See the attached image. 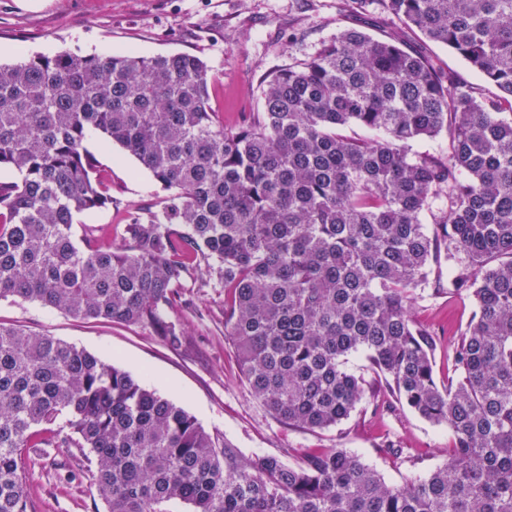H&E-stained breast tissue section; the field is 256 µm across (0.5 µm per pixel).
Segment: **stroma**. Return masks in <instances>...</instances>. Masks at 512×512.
Returning a JSON list of instances; mask_svg holds the SVG:
<instances>
[{"mask_svg":"<svg viewBox=\"0 0 512 512\" xmlns=\"http://www.w3.org/2000/svg\"><path fill=\"white\" fill-rule=\"evenodd\" d=\"M343 27L376 37L400 32L408 49L428 57L440 70L457 72L483 94L496 92L448 48L377 10L345 15L339 0H0V61L62 52L100 57L193 53L211 71L213 107L223 113L225 129L233 130L260 111L264 74L307 59ZM86 147L111 180L114 205L78 214L75 235L83 237L90 227L102 243L117 245L125 208L155 206L165 191L133 156L102 134L90 133ZM181 293L191 308L181 314L185 340L177 350L165 347L146 328L86 323L11 297L0 299V325L54 336L128 371L247 455L289 461L302 449L348 448L395 486L445 461L447 427L399 406L376 413L365 404L348 421L324 430L277 422L238 372L224 336L223 289L189 281ZM474 310L471 297L445 292L412 308L413 318L429 326L437 340L435 374L440 384L453 375L448 344ZM390 441L405 448L407 460L383 454ZM21 467L27 475L28 512H105L79 449L27 448Z\"/></svg>","mask_w":512,"mask_h":512,"instance_id":"obj_1","label":"stroma"}]
</instances>
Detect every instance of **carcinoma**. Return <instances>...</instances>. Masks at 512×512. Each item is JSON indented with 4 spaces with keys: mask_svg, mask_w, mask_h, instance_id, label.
<instances>
[{
    "mask_svg": "<svg viewBox=\"0 0 512 512\" xmlns=\"http://www.w3.org/2000/svg\"><path fill=\"white\" fill-rule=\"evenodd\" d=\"M462 57L498 89L400 47L339 30L265 76L238 130L213 79L179 53H60L0 63V299L149 328L181 347L178 288L224 289V335L276 421L329 429L375 398L364 354L395 402L448 427V460L401 486L347 448L288 463L246 456L128 372L47 334L0 326V512H28L21 451L79 448L106 512H512V0L374 2ZM352 125L379 137L354 138ZM96 130L168 191L129 208L122 244L76 214L112 206L85 146ZM448 137V153L408 144ZM433 224L423 222L424 214ZM475 311L438 384L434 334L411 316L431 268Z\"/></svg>",
    "mask_w": 512,
    "mask_h": 512,
    "instance_id": "cac0c4a2",
    "label": "carcinoma"
}]
</instances>
